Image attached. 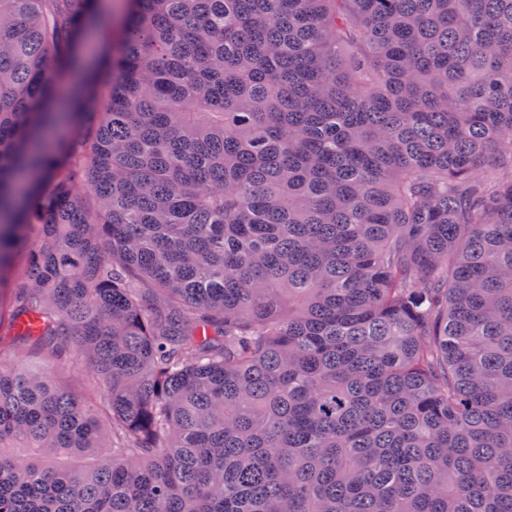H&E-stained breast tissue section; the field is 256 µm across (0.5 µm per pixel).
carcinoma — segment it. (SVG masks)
<instances>
[{
    "label": "carcinoma",
    "instance_id": "1",
    "mask_svg": "<svg viewBox=\"0 0 512 512\" xmlns=\"http://www.w3.org/2000/svg\"><path fill=\"white\" fill-rule=\"evenodd\" d=\"M105 2L0 0V512H512V0H122L64 95ZM105 29L95 26L88 30L82 49V58L86 64H91L97 58L101 43L105 40ZM26 269L27 254L22 250H18L15 252L11 262L10 277L0 288L1 314L5 325L8 321L13 297L18 290L17 288L24 280ZM90 373L89 368L81 360H76L68 367L61 376V383L68 390L82 396L89 395L86 379Z\"/></svg>",
    "mask_w": 512,
    "mask_h": 512
}]
</instances>
